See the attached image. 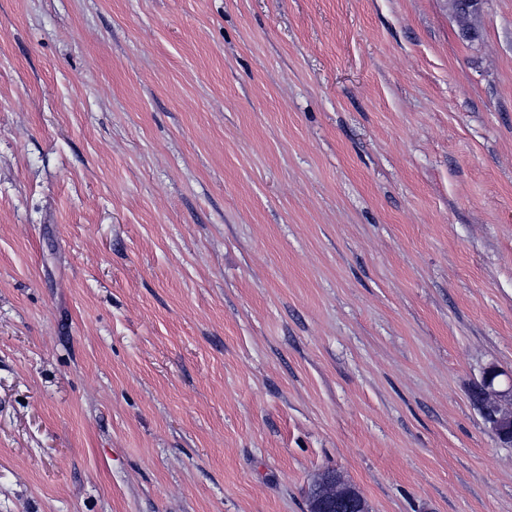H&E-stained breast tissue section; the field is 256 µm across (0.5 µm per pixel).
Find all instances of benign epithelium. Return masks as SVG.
<instances>
[{
  "label": "benign epithelium",
  "mask_w": 512,
  "mask_h": 512,
  "mask_svg": "<svg viewBox=\"0 0 512 512\" xmlns=\"http://www.w3.org/2000/svg\"><path fill=\"white\" fill-rule=\"evenodd\" d=\"M503 372L496 366L485 369L482 383L471 402L480 412L487 428L497 441L512 446V375L507 376L506 387L497 389L491 382ZM308 512H339L347 507L353 512H366L365 500L355 488L336 480V471L322 472L307 487Z\"/></svg>",
  "instance_id": "7a95c632"
}]
</instances>
